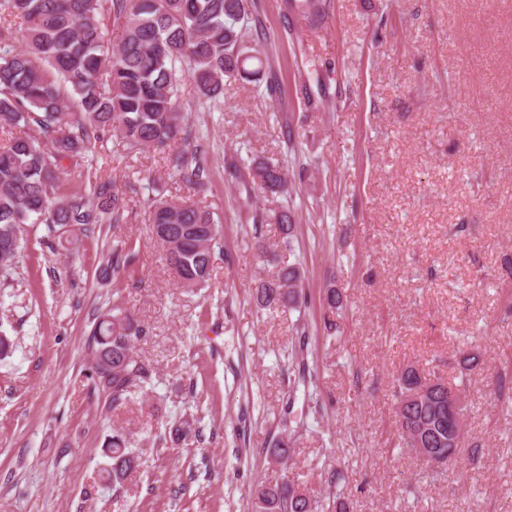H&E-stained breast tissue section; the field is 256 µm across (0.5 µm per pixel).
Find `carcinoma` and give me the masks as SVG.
I'll return each instance as SVG.
<instances>
[{"mask_svg":"<svg viewBox=\"0 0 512 512\" xmlns=\"http://www.w3.org/2000/svg\"><path fill=\"white\" fill-rule=\"evenodd\" d=\"M250 0H0V272L13 269L25 226H45L48 242L71 243L76 231L97 224H122L126 190L98 176L96 144L112 133L113 153L131 159L163 151L183 131L179 105L183 63L192 66L195 95L205 103L224 99V80L259 82L262 52L249 53L243 30L252 17ZM122 21L120 41L110 38L111 20ZM23 33L25 47L11 44ZM169 169L197 192L207 186L206 162L198 150L167 157ZM80 168L84 188L66 186L62 174ZM245 191L288 196V177L274 161L228 165ZM152 233L166 248L165 261L176 282L190 291L209 286L212 258L222 222L191 198L149 199ZM256 224H278L292 234L287 207L254 216ZM127 242L112 245L107 267L116 276L130 264ZM304 278L295 263L280 266L262 283L257 300L265 309L299 310L307 303ZM146 335L131 313L117 304L100 313L91 336L94 358L112 356V371H94V389L126 403L149 384L151 375L132 353ZM414 379L412 367L392 384V402ZM425 426L433 447L451 454L453 465L466 444L451 443L448 414L431 399L403 414ZM109 459L105 480L119 487L139 467L138 456L120 430L103 449ZM256 512H312L309 493L284 479L255 490Z\"/></svg>","mask_w":512,"mask_h":512,"instance_id":"obj_1","label":"carcinoma"}]
</instances>
